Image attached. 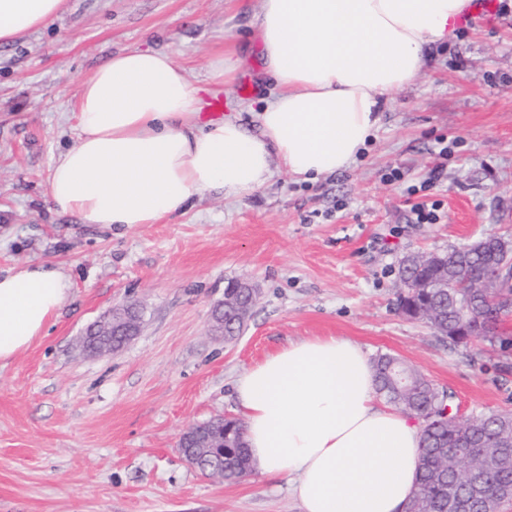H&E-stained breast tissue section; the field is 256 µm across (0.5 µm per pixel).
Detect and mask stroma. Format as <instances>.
<instances>
[{
	"mask_svg": "<svg viewBox=\"0 0 512 512\" xmlns=\"http://www.w3.org/2000/svg\"><path fill=\"white\" fill-rule=\"evenodd\" d=\"M260 11L261 0H66L0 45V274L42 263L72 284L45 335L0 361V512H300L287 480L205 476L178 442L190 426L235 417L236 374L304 339L392 354L453 391L461 417L512 413V357L440 339L397 309L403 256L512 236V13L431 47L347 169L313 183L279 171L235 200L209 189L161 224H87L53 207L50 165L75 139L63 114L112 54L169 53L252 124L276 92L258 64ZM228 40L241 58L230 89L207 77ZM393 168L403 182L384 181ZM436 168L425 199L439 219L411 223L405 188ZM235 279L260 296L228 344L211 314ZM126 302L141 308L139 334L82 354L87 328Z\"/></svg>",
	"mask_w": 512,
	"mask_h": 512,
	"instance_id": "stroma-1",
	"label": "stroma"
}]
</instances>
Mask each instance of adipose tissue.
<instances>
[{"label": "adipose tissue", "mask_w": 512, "mask_h": 512, "mask_svg": "<svg viewBox=\"0 0 512 512\" xmlns=\"http://www.w3.org/2000/svg\"><path fill=\"white\" fill-rule=\"evenodd\" d=\"M64 0H0V44L57 16ZM468 0H262L263 73L278 95L256 115L202 114L168 54L135 48L85 78L73 144L54 159V207L87 224H155L201 191L237 199L276 169L306 181L349 166L379 130L382 105L453 34ZM71 290L47 265L0 275V361L42 336ZM256 471L287 478L301 512H403L419 476L421 425L376 391L357 342L289 343L233 380Z\"/></svg>", "instance_id": "obj_1"}]
</instances>
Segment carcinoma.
<instances>
[{
	"mask_svg": "<svg viewBox=\"0 0 512 512\" xmlns=\"http://www.w3.org/2000/svg\"><path fill=\"white\" fill-rule=\"evenodd\" d=\"M454 259L440 255V266L400 268V277L407 284L398 296V309L413 317L417 309L427 306L436 312V320L428 322L434 333L459 344L460 340L448 331V325L465 318L474 324H497L501 317L512 314V277L503 274L500 288L491 294L472 288L452 290L439 288L441 280H449L457 271L474 275L495 266L500 259L487 250L486 240L455 249ZM378 392L395 409L411 413L422 423V455L417 489L405 512H448V498L470 496L466 478L476 461H463L448 449L463 436L476 446L478 453L491 459V465L482 474L489 492L497 488H512V413L493 412L472 418L473 424L448 414L454 394L438 387L420 371L404 364L398 358L383 354L375 359ZM224 454H209L196 468L206 476L220 477L228 482L238 481L250 471L249 457L244 442V428L237 420L224 425Z\"/></svg>",
	"mask_w": 512,
	"mask_h": 512,
	"instance_id": "obj_1",
	"label": "carcinoma"
}]
</instances>
